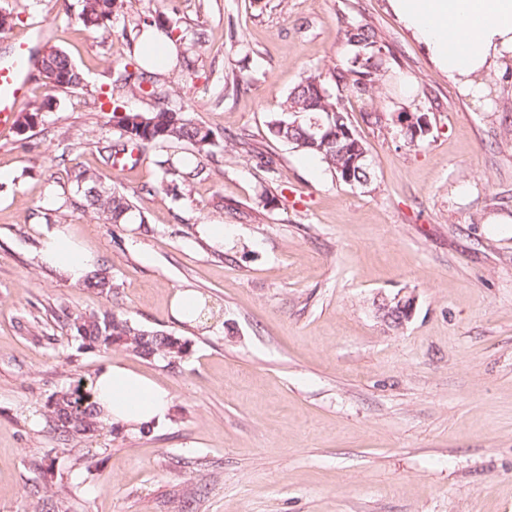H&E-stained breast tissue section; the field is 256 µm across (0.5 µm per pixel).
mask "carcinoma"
<instances>
[{
    "instance_id": "carcinoma-1",
    "label": "carcinoma",
    "mask_w": 512,
    "mask_h": 512,
    "mask_svg": "<svg viewBox=\"0 0 512 512\" xmlns=\"http://www.w3.org/2000/svg\"><path fill=\"white\" fill-rule=\"evenodd\" d=\"M124 0H79L77 18L90 31L106 27L113 16L122 11ZM136 26L153 27L165 37H172L179 44L189 43L194 49H202L199 33L182 27L178 21L169 19L162 12L145 18ZM350 56L340 65L327 69H311L288 94L281 111L271 115L267 130L274 140L287 143L292 148L312 154L342 183L352 179L356 184L371 181L368 161L351 164L353 147L366 149L360 137L336 138V131L352 130L350 113L346 102L351 96H368L387 89L385 69L388 46L367 25H351L344 34ZM38 69L44 79L57 87L79 88L84 86V73L74 65L62 50L49 49L38 56ZM323 93H318V90ZM149 96L154 101L152 109L145 112L124 111L122 106L112 109V121L119 131L118 137L104 147L109 162L132 146L139 151L189 146L195 155L207 157L215 145V134L192 119L181 107L171 105L169 93L158 84L156 76L137 63L116 69L112 78L111 96ZM52 109V101L44 99L30 104L17 119L19 127L32 125L44 112ZM319 124L323 131L314 135L312 126ZM224 152L228 155L257 157L270 171H275V162L257 150L247 134L229 135L224 141ZM161 170L156 193L183 196L192 190L194 180L202 173L201 163L194 165L179 158L166 156L157 161ZM80 198V206L96 214L108 224H125V216L136 214V207L124 193L104 186L101 175L94 170L78 169L70 173ZM84 287L102 293L112 292V281L108 274L99 270L84 284ZM62 314L83 344L94 348L110 349L120 346L145 358H158L172 364L187 353L186 343L179 337L161 331L144 329L104 310L92 313H72L62 309ZM48 417L53 430L62 440L87 437L98 431L100 423L91 393L77 387L73 390L54 393L47 403ZM32 512H63L51 491L44 487L33 495Z\"/></svg>"
}]
</instances>
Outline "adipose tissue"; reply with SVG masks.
<instances>
[{
	"instance_id": "adipose-tissue-1",
	"label": "adipose tissue",
	"mask_w": 512,
	"mask_h": 512,
	"mask_svg": "<svg viewBox=\"0 0 512 512\" xmlns=\"http://www.w3.org/2000/svg\"><path fill=\"white\" fill-rule=\"evenodd\" d=\"M389 6L468 101L478 102L491 71L512 66V0H389ZM39 254L73 286L101 267L92 249L59 228L44 231ZM93 392L100 421L129 434L147 433L172 413L170 391L118 361L95 374Z\"/></svg>"
}]
</instances>
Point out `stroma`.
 I'll return each mask as SVG.
<instances>
[{
  "label": "stroma",
  "instance_id": "1",
  "mask_svg": "<svg viewBox=\"0 0 512 512\" xmlns=\"http://www.w3.org/2000/svg\"><path fill=\"white\" fill-rule=\"evenodd\" d=\"M166 3L206 42L193 71L161 70L165 89L216 135L250 134L278 173L219 143L189 195L143 193L160 180L161 151L122 170L99 150L117 135L113 72L139 60L135 24L153 0H126L98 32L76 0H0L17 16L0 31L1 61L21 43L55 47L86 77L53 88L31 73L29 100L52 98L51 111L0 132V512H30L38 485L68 512H512V70L489 78L496 106L467 101L388 0ZM352 24L392 52L388 95L348 103L371 159L365 186L313 169L266 129L306 71L344 61ZM240 74L247 90L225 97ZM403 111L428 120L411 147ZM78 168L132 196L144 224L77 205ZM227 201L264 215L227 220ZM205 224L223 225V247ZM52 227L95 249L111 294L41 264ZM181 290L205 299L207 323L174 317ZM410 294L411 319L384 323L378 304ZM63 307L110 310L187 340L189 353L173 367L82 346L57 319ZM111 361L166 387L172 420L60 444L48 396L90 391Z\"/></svg>",
  "mask_w": 512,
  "mask_h": 512
}]
</instances>
